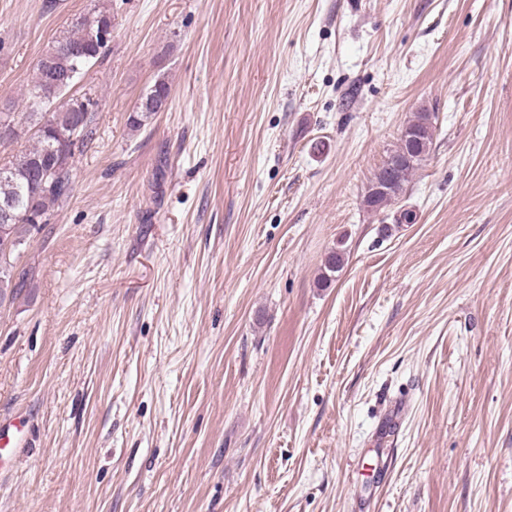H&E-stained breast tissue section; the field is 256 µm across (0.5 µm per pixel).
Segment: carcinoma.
Listing matches in <instances>:
<instances>
[{"instance_id": "obj_1", "label": "carcinoma", "mask_w": 512, "mask_h": 512, "mask_svg": "<svg viewBox=\"0 0 512 512\" xmlns=\"http://www.w3.org/2000/svg\"><path fill=\"white\" fill-rule=\"evenodd\" d=\"M112 27V12L104 5L79 17L61 39L43 53L35 67V76L27 91L26 111L1 112L0 121L15 123L21 134L30 135L33 144L13 157L7 165H0V205L11 204L17 215L12 224V234L0 237V302L17 297L25 286V275H16L11 261L31 234L35 225L26 214L52 216L59 205L70 196L76 156L82 154L94 139L97 131L96 109H89L88 118L79 122L82 112L81 99L69 95L72 86L89 69L98 63L107 51L100 43L99 33ZM171 86L165 76H157L152 85L140 96L129 117L131 129L139 131L148 126L159 112L161 104L168 103ZM411 128L422 131L421 139L399 138L398 143L371 182L383 179L387 167L400 161L403 185H409L430 153L435 133V114L422 109L408 121ZM79 127V144L76 151L61 155L59 134ZM398 201L391 194L373 196L364 194L366 208L376 211ZM344 263L343 249L330 252L317 280L319 286L331 285L335 273Z\"/></svg>"}]
</instances>
